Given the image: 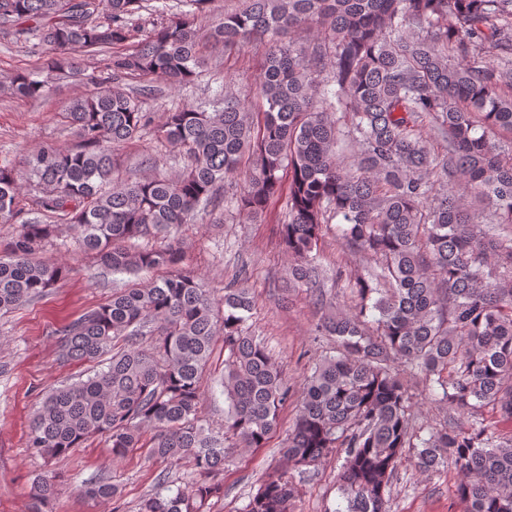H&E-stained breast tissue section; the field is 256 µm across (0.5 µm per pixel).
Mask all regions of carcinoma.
Returning a JSON list of instances; mask_svg holds the SVG:
<instances>
[{
    "mask_svg": "<svg viewBox=\"0 0 512 512\" xmlns=\"http://www.w3.org/2000/svg\"><path fill=\"white\" fill-rule=\"evenodd\" d=\"M207 2L181 0L183 9L132 45L142 0H0V28L28 25L61 77L82 72L78 56L102 64L63 113L76 144L43 146L21 170L0 166V224L21 225L0 255V311L63 276V266L32 258L61 223L114 273L167 270L64 328L62 357L109 359L45 395L26 447L52 459L100 435L117 460L154 431L151 458L189 456L199 478L185 488L158 481L139 512H203L223 493L211 476L231 449L264 447L294 387L249 325L246 282L229 281L216 300L181 272L179 247L127 248L195 223L239 175L242 188L225 207L247 218L286 197L289 280L314 307L327 302L313 255L324 224L337 220L345 246L375 263L367 277L336 269L355 309L314 325L315 337L334 346L302 383L283 448L288 466L304 475L341 454L334 512H388L409 457L422 475L454 471L465 512H512V437L484 418L487 410L512 424V148L495 139H512V0H244L208 41L226 50L263 41L253 86L237 94L226 79L208 102L166 113L159 132L182 152L177 176L115 178L114 147L154 123L139 99L148 82L198 78ZM128 77L143 86L125 88ZM6 91L19 100L50 93L25 73ZM31 182L33 210L24 203ZM219 333L228 409L215 433L197 405ZM417 374L448 407V421L426 436L414 427L404 383ZM456 414L470 421L461 425ZM295 492L287 472H274L245 512H292ZM83 493L105 501L119 489L101 480ZM54 494V477L36 479L38 503Z\"/></svg>",
    "mask_w": 512,
    "mask_h": 512,
    "instance_id": "carcinoma-1",
    "label": "carcinoma"
}]
</instances>
